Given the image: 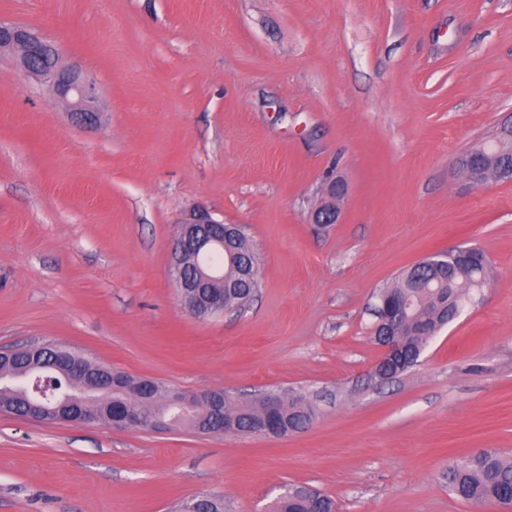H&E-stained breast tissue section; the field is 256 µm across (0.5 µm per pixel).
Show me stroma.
Returning a JSON list of instances; mask_svg holds the SVG:
<instances>
[{
  "mask_svg": "<svg viewBox=\"0 0 512 512\" xmlns=\"http://www.w3.org/2000/svg\"><path fill=\"white\" fill-rule=\"evenodd\" d=\"M92 73L73 124L0 63V351L64 344L187 393L314 400L285 436L28 421L0 412V512H266L286 485L337 512H502L449 463L512 458V182L455 165L512 124V0H0ZM345 181L338 223L313 210ZM195 205L243 225L260 283L199 320L169 275ZM489 278L418 363L373 377L377 295L426 255Z\"/></svg>",
  "mask_w": 512,
  "mask_h": 512,
  "instance_id": "obj_1",
  "label": "stroma"
}]
</instances>
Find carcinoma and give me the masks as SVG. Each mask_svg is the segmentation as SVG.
Returning a JSON list of instances; mask_svg holds the SVG:
<instances>
[{"label":"carcinoma","instance_id":"1","mask_svg":"<svg viewBox=\"0 0 512 512\" xmlns=\"http://www.w3.org/2000/svg\"><path fill=\"white\" fill-rule=\"evenodd\" d=\"M233 263L219 254L207 262L199 255L190 254L185 258L184 274L196 278L201 274L215 275L223 269L224 283L236 282L235 288H214L212 292L224 294V308L244 307L251 299L254 288L260 280L240 278L239 271L253 267L260 271L256 253L244 231L231 248ZM487 272L474 268H462L452 263L439 267H423L414 277L402 272L395 282L381 289L384 296L405 294L411 301L408 321L401 330L404 368L418 362L428 341L439 329L452 322V308L463 302L464 293L479 286L486 280ZM10 362L3 369L13 375L22 376L27 372L32 356L29 350H17L9 354ZM46 367L42 372L39 389L50 404L60 402L65 395L75 397L89 393L90 375L111 368L87 361L89 375L76 374L53 359V348L42 355ZM168 387L159 382H147L128 375L123 376L122 388L112 393V405L128 407L144 414H159L168 411ZM277 422L283 431L306 425L316 414L313 403L298 394H278ZM0 408L14 415L23 416L26 409L22 392L17 385L8 382L0 385ZM234 419L237 433L254 434L264 424L266 409L260 395L242 399L228 394L224 400V416L214 415L211 406L203 403L196 408L195 421H184L181 429L192 430L195 423L207 426V432L219 433L224 430V419ZM448 487L460 498L467 501H505L512 499V459L488 451L481 456L466 458L448 466ZM271 512H335L334 502L327 496L309 490H288L273 505Z\"/></svg>","mask_w":512,"mask_h":512}]
</instances>
